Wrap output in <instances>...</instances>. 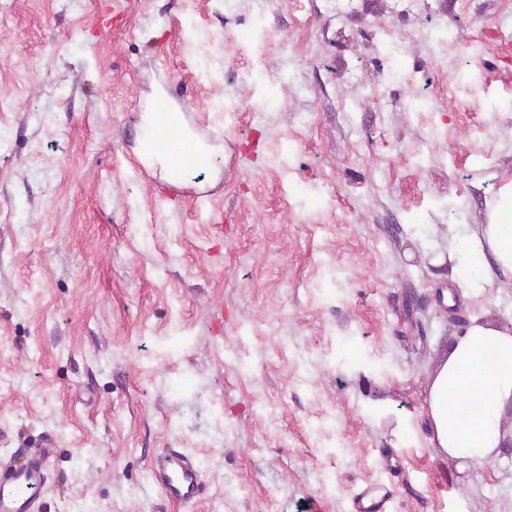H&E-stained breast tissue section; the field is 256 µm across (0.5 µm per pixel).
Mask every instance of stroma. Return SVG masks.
Masks as SVG:
<instances>
[{
	"mask_svg": "<svg viewBox=\"0 0 512 512\" xmlns=\"http://www.w3.org/2000/svg\"><path fill=\"white\" fill-rule=\"evenodd\" d=\"M112 3L0 0V460L49 449L44 512H512V447L461 467L420 417L451 337L512 322L432 263L512 171V0ZM154 78L215 189L137 164ZM152 477L160 493L173 503H189L202 490L196 462L181 452L158 455L152 464ZM388 494L386 489H374L357 494L355 498L359 512H384L389 499Z\"/></svg>",
	"mask_w": 512,
	"mask_h": 512,
	"instance_id": "obj_1",
	"label": "stroma"
}]
</instances>
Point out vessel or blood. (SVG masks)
I'll use <instances>...</instances> for the list:
<instances>
[{"label": "vessel or blood", "instance_id": "1", "mask_svg": "<svg viewBox=\"0 0 512 512\" xmlns=\"http://www.w3.org/2000/svg\"><path fill=\"white\" fill-rule=\"evenodd\" d=\"M49 454V449L43 448L0 466V512H41ZM152 477L160 493L173 503L191 502L202 490L196 462L181 452L158 455L152 464ZM356 500L360 512H384L388 492L364 491Z\"/></svg>", "mask_w": 512, "mask_h": 512}]
</instances>
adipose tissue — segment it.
<instances>
[{
	"mask_svg": "<svg viewBox=\"0 0 512 512\" xmlns=\"http://www.w3.org/2000/svg\"><path fill=\"white\" fill-rule=\"evenodd\" d=\"M139 127L142 142L134 155L152 177L199 192L220 183L223 167L202 171L195 158L203 152L223 155V146L210 143L161 84H154L143 105ZM437 261L447 265L449 281L468 296L501 287L502 277H512V171L501 175L486 200L481 223L471 225L464 238L449 237ZM421 413L428 445L444 459L480 464L511 445L512 323L472 318L429 376Z\"/></svg>",
	"mask_w": 512,
	"mask_h": 512,
	"instance_id": "obj_1",
	"label": "adipose tissue"
}]
</instances>
